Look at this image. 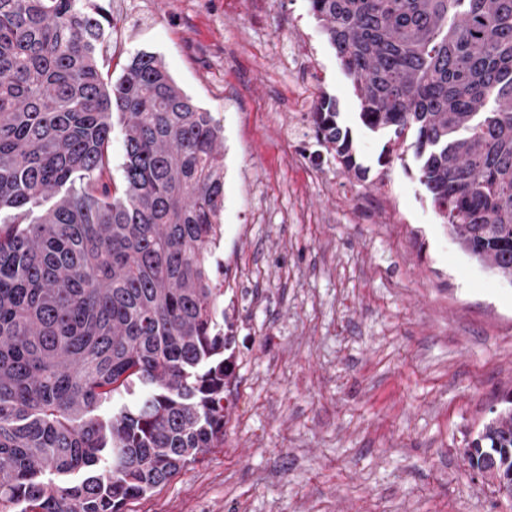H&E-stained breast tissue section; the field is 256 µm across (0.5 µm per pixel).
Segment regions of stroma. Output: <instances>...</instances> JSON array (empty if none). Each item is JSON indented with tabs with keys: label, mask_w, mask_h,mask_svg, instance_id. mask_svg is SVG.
<instances>
[{
	"label": "stroma",
	"mask_w": 512,
	"mask_h": 512,
	"mask_svg": "<svg viewBox=\"0 0 512 512\" xmlns=\"http://www.w3.org/2000/svg\"><path fill=\"white\" fill-rule=\"evenodd\" d=\"M224 139V444L125 512H512L461 450L512 397V280L464 252L412 135L362 126L309 0H112ZM335 98L362 175L317 143Z\"/></svg>",
	"instance_id": "35a3bbf8"
}]
</instances>
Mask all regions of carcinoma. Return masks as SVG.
Masks as SVG:
<instances>
[{"mask_svg": "<svg viewBox=\"0 0 512 512\" xmlns=\"http://www.w3.org/2000/svg\"><path fill=\"white\" fill-rule=\"evenodd\" d=\"M358 118L413 132L460 247L512 278V0H309ZM99 0H0V512H124L224 444L222 129ZM336 101L317 139L361 171ZM123 133V192L109 147ZM463 456L512 474V398Z\"/></svg>", "mask_w": 512, "mask_h": 512, "instance_id": "1", "label": "carcinoma"}]
</instances>
